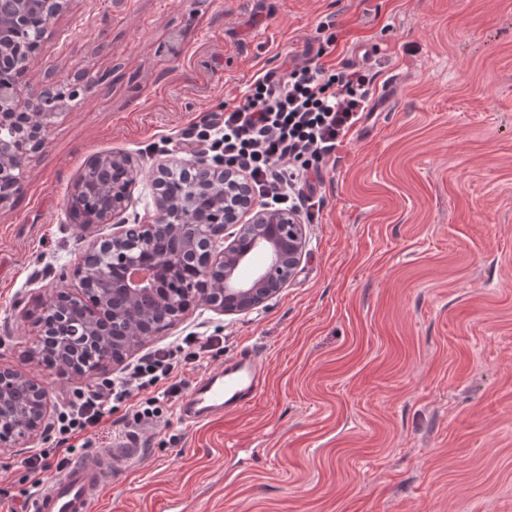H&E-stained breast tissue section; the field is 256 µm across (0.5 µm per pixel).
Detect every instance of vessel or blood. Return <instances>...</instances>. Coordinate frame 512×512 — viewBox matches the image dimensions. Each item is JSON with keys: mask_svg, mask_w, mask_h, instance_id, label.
Returning <instances> with one entry per match:
<instances>
[{"mask_svg": "<svg viewBox=\"0 0 512 512\" xmlns=\"http://www.w3.org/2000/svg\"><path fill=\"white\" fill-rule=\"evenodd\" d=\"M264 383L258 356L250 351L226 360L222 372L197 382L181 407L182 416L198 422L244 409ZM140 436H125L116 447L74 460L57 471L29 499L26 512H90L107 486L124 468L129 449L140 447Z\"/></svg>", "mask_w": 512, "mask_h": 512, "instance_id": "obj_1", "label": "vessel or blood"}]
</instances>
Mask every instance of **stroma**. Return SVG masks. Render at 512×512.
Returning a JSON list of instances; mask_svg holds the SVG:
<instances>
[{"label": "stroma", "mask_w": 512, "mask_h": 512, "mask_svg": "<svg viewBox=\"0 0 512 512\" xmlns=\"http://www.w3.org/2000/svg\"><path fill=\"white\" fill-rule=\"evenodd\" d=\"M375 75L371 111L322 163L323 207L284 288L240 315L203 306L144 351L196 333L267 371L230 416L138 426L142 445L92 512H512V0H70L26 75L104 81L58 121L0 209V366L58 412L80 379L32 362L35 299L78 289L73 186L101 153L140 177L204 158L180 140L283 59ZM28 448L0 451V512Z\"/></svg>", "instance_id": "1"}]
</instances>
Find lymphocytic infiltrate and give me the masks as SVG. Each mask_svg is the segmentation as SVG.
Masks as SVG:
<instances>
[{"label":"lymphocytic infiltrate","mask_w":512,"mask_h":512,"mask_svg":"<svg viewBox=\"0 0 512 512\" xmlns=\"http://www.w3.org/2000/svg\"><path fill=\"white\" fill-rule=\"evenodd\" d=\"M372 82L353 65L292 60L281 72L256 78L244 98L214 114L194 140L226 168L243 172L264 205L310 218L322 200L309 180L362 119ZM223 352V337L186 336L144 355L119 377L74 390L57 416L55 447L36 449L23 461V482L38 488L43 472L63 469L77 448H90L86 433L107 416L121 414L130 424L162 419L180 394L178 371Z\"/></svg>","instance_id":"lymphocytic-infiltrate-1"}]
</instances>
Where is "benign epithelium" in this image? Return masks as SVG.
<instances>
[{
  "instance_id": "1",
  "label": "benign epithelium",
  "mask_w": 512,
  "mask_h": 512,
  "mask_svg": "<svg viewBox=\"0 0 512 512\" xmlns=\"http://www.w3.org/2000/svg\"><path fill=\"white\" fill-rule=\"evenodd\" d=\"M67 0H0L12 20L11 28H26L32 14L46 11L49 18L61 12ZM11 32L0 31V64L8 61L28 70L33 58L19 59L12 53ZM58 81L47 73L38 87L24 81L0 83V206L7 195L22 188L24 161L42 152L53 125L65 117L77 94L57 92ZM89 166L105 171L122 167L129 180L123 197L112 209L90 217L75 218L85 229L93 224H112V234L87 241L75 269L80 290L56 289L39 300L42 320L33 337V352H58V361L72 377L93 375L76 369L71 352L80 348L95 356L112 349L110 362L140 346L177 321L186 311L184 301L204 304L225 315L240 314L265 303L287 282L298 265L305 242V225L293 211L257 209L246 182L230 170L205 161L166 160L157 165L155 213L143 224L120 220L130 199L132 183L139 172L123 155H101ZM176 170L195 190L203 185L227 197L224 223L198 224L188 241L179 238V225L172 211L178 208L164 190L165 173ZM192 250L202 255V265L188 275L179 268L176 253ZM264 261L252 266L255 254ZM112 281V292L103 306L112 311L104 317L101 307L87 312V322L57 327L58 312L85 299L88 285L101 274ZM47 393L33 378L0 366V449L38 442L44 435Z\"/></svg>"
}]
</instances>
